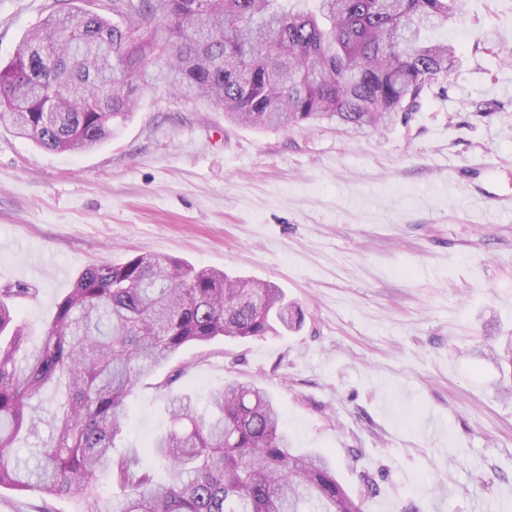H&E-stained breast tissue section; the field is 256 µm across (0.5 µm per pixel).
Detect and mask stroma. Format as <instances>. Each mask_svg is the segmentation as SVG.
I'll list each match as a JSON object with an SVG mask.
<instances>
[{
	"label": "stroma",
	"instance_id": "1",
	"mask_svg": "<svg viewBox=\"0 0 512 512\" xmlns=\"http://www.w3.org/2000/svg\"><path fill=\"white\" fill-rule=\"evenodd\" d=\"M466 4L432 33L457 48L444 86L380 131L230 124L151 80L89 151L0 130V290L35 287L16 302L32 341L85 267L144 252L274 283L303 310L299 330L190 346L140 380L116 446L156 481L169 397L202 411L236 379L275 398L295 447L336 460L364 512H512V399L472 354L512 331V0ZM57 6L0 0L1 65ZM45 504L77 507L0 489V512Z\"/></svg>",
	"mask_w": 512,
	"mask_h": 512
}]
</instances>
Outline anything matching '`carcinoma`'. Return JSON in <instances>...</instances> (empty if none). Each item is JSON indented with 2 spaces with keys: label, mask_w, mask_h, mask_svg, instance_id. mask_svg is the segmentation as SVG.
<instances>
[{
  "label": "carcinoma",
  "mask_w": 512,
  "mask_h": 512,
  "mask_svg": "<svg viewBox=\"0 0 512 512\" xmlns=\"http://www.w3.org/2000/svg\"><path fill=\"white\" fill-rule=\"evenodd\" d=\"M97 3L53 11L0 66V127L47 150L93 148L133 117L139 71L158 59L155 80L173 96L235 124L380 130L448 77L455 48L425 32L465 9V0ZM31 295L0 290V488L86 504L107 471L116 512H363L327 456L293 446L282 410L252 383L210 392L206 418L189 395L171 396L169 425L150 447L165 483L139 456L112 453L136 383L184 348L301 327V309L276 285L147 253L89 266L34 348L11 305ZM494 340L492 357L512 367V336ZM46 393L58 403L44 441L32 401ZM31 437L33 470L13 451Z\"/></svg>",
  "instance_id": "cac0c4a2"
}]
</instances>
